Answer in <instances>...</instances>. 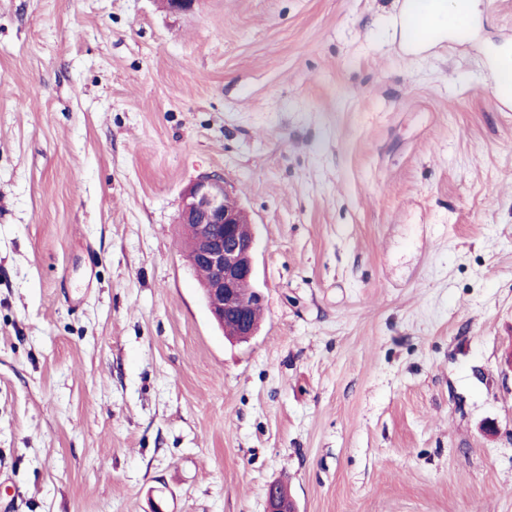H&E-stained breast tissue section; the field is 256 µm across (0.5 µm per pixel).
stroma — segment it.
Wrapping results in <instances>:
<instances>
[{
	"mask_svg": "<svg viewBox=\"0 0 512 512\" xmlns=\"http://www.w3.org/2000/svg\"><path fill=\"white\" fill-rule=\"evenodd\" d=\"M0 0V512H512V0ZM256 236L226 338L177 222ZM436 4V0H404V8L399 21L410 42L418 43L423 39L435 38L434 33L425 22ZM221 173H209L198 179L184 194L178 224L192 229L187 259L193 267L209 271L204 298L217 323L229 336L249 339L255 336L263 296L247 283L255 279V238L244 234V211L229 200ZM197 269L206 279L207 270ZM246 283V284H245ZM244 284V285H243ZM243 285V286H242ZM243 291L248 293H243ZM253 309V310H252ZM252 310V311H251ZM251 312V313H250Z\"/></svg>",
	"mask_w": 512,
	"mask_h": 512,
	"instance_id": "1",
	"label": "stroma"
}]
</instances>
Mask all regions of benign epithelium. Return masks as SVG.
<instances>
[{
  "label": "benign epithelium",
  "mask_w": 512,
  "mask_h": 512,
  "mask_svg": "<svg viewBox=\"0 0 512 512\" xmlns=\"http://www.w3.org/2000/svg\"><path fill=\"white\" fill-rule=\"evenodd\" d=\"M228 198L222 174L202 176L184 194L178 224L192 229L189 264L209 271L204 298L213 317L222 327L231 325L234 338L249 339L257 331L251 310L263 303L258 289L242 291L255 279L256 243L253 234L242 231L244 211L229 205ZM267 504V512H293L290 501L274 491L267 493Z\"/></svg>",
  "instance_id": "benign-epithelium-1"
}]
</instances>
